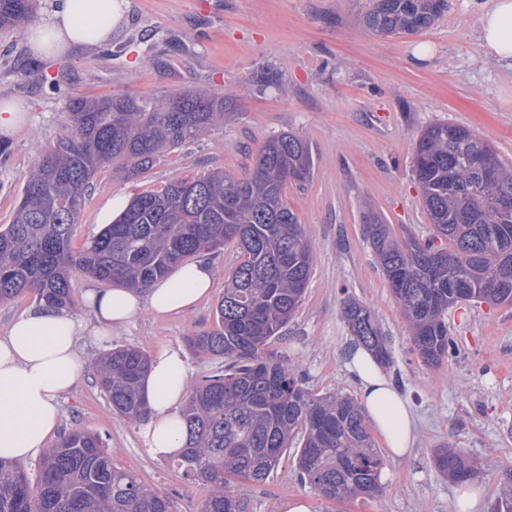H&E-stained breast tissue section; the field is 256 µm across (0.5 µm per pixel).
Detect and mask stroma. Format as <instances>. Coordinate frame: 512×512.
<instances>
[{
    "label": "stroma",
    "mask_w": 512,
    "mask_h": 512,
    "mask_svg": "<svg viewBox=\"0 0 512 512\" xmlns=\"http://www.w3.org/2000/svg\"><path fill=\"white\" fill-rule=\"evenodd\" d=\"M479 2L448 0L430 28L385 38L362 24L375 0H127L126 20L110 41L66 52L37 74L28 71L33 51L24 31H0V101L23 103L28 112L0 155V227L11 222L27 172L70 125L47 85L54 77L79 95L137 93L159 102L186 88L237 91L222 125L166 153L139 183L102 169L77 226L80 243L98 232V213L114 194L157 191L212 168L242 176L262 142L284 131L311 147L312 179L285 192L311 246V276L301 306L267 349L286 356L313 393L356 396L345 366L355 338L343 306L366 307L390 352L383 369L418 417L417 440L405 457H385L378 496L342 502L302 481L296 451L288 449L265 483H240L246 512H281L295 498L311 512H449L457 484L435 464L446 445L479 463L483 512H496L512 468V305L450 308L456 352L441 366L425 364L366 230L377 215L397 236H431L412 171L429 124L468 127L512 164V69L494 63L478 39ZM420 45L430 54L416 57ZM206 260L215 271L208 298L179 316L143 313L113 330V345L149 354L163 345L186 348L189 334L212 328L237 251L230 245ZM61 406L59 432L100 433L116 466L167 492L176 512H199L204 487L148 453L141 424L113 413L95 371Z\"/></svg>",
    "instance_id": "obj_1"
}]
</instances>
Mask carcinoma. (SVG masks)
Instances as JSON below:
<instances>
[{"instance_id": "carcinoma-1", "label": "carcinoma", "mask_w": 512, "mask_h": 512, "mask_svg": "<svg viewBox=\"0 0 512 512\" xmlns=\"http://www.w3.org/2000/svg\"><path fill=\"white\" fill-rule=\"evenodd\" d=\"M448 0H376L364 26L376 35L416 34ZM34 17V0H0V30ZM233 94L183 90L157 105L142 95L71 96L68 133L50 144L25 176L11 224L0 230V302L31 293L39 304L74 305L77 274L117 288L147 289L204 252L235 243L239 262L224 286L216 324L188 336L197 352L224 359V372L189 394L186 440L173 460L208 493L200 512H244L238 481L261 483L298 441L301 477L323 498L374 497L383 458L352 398L304 387L288 359L265 346L301 305L312 252L287 186L313 175L309 144L292 132L268 138L252 168L234 177L219 168L136 193L114 224L80 248L75 227L106 167L137 182L168 151L224 122ZM413 170L433 234L396 237L391 225H367L389 288L407 317L423 361L439 366L454 349L445 315L453 282L470 299L512 305V167L471 129L439 122L422 130ZM343 318L358 343L381 363L390 353L371 312L349 301ZM149 356L118 346L96 364L112 411L128 422L146 416L141 379ZM443 474L466 482L478 464L464 450L441 449ZM346 495H336V487ZM0 512H174L168 493L112 463L99 434L74 429L47 449L36 484L24 465L0 458Z\"/></svg>"}]
</instances>
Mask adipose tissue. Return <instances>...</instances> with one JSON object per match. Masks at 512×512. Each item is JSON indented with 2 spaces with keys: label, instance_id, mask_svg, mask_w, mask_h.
<instances>
[{
  "label": "adipose tissue",
  "instance_id": "1",
  "mask_svg": "<svg viewBox=\"0 0 512 512\" xmlns=\"http://www.w3.org/2000/svg\"><path fill=\"white\" fill-rule=\"evenodd\" d=\"M125 11V0H51L47 16L26 36L53 58L75 46L107 42ZM479 39L488 56L512 68V0H486ZM214 278L209 264L192 262L142 292L89 289L82 316L39 306L14 318L0 336V457L25 460L42 452L59 425L63 397L88 368V350L110 349L113 329L146 311L165 317L193 308L209 294ZM346 366L359 380L360 405L389 454L406 456L417 437L407 398L366 349L353 350ZM188 385L184 350L157 349L141 384L149 410L143 433L151 456L166 458L183 447L181 408Z\"/></svg>",
  "mask_w": 512,
  "mask_h": 512
}]
</instances>
